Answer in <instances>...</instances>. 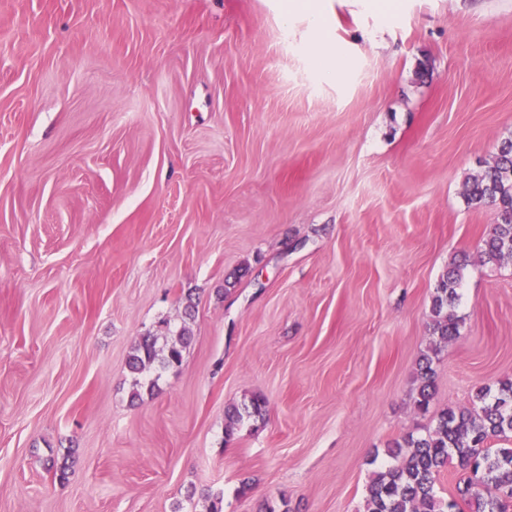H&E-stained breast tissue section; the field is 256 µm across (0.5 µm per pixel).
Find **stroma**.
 I'll return each mask as SVG.
<instances>
[{
  "mask_svg": "<svg viewBox=\"0 0 512 512\" xmlns=\"http://www.w3.org/2000/svg\"><path fill=\"white\" fill-rule=\"evenodd\" d=\"M282 3L0 0V512H359L374 453L512 379V262L463 197L512 139V0ZM166 321L183 362L131 401ZM310 59L313 68L325 77L341 75L348 66L347 59L335 56L323 42L314 46ZM467 257L454 260L439 276L431 305L430 335L436 339L429 353H424L418 363L415 405L418 410L427 412L435 394L433 359L438 355V344H448L460 335L459 325L449 309L458 300V286L461 270L466 265ZM167 326V325H166ZM159 338L163 339L162 346H157ZM192 336L189 327L183 322L179 327L171 329L163 336L147 335L133 347L129 355L127 366L132 375L131 401L142 398L141 390L147 386L152 392L157 385L159 376L154 379L143 378V375L157 365L160 369L179 366L183 360V353L189 346ZM266 402L264 399L255 398L249 405L231 406L226 411L227 428L225 434L227 439H231L234 430L245 422L256 420L264 415Z\"/></svg>",
  "mask_w": 512,
  "mask_h": 512,
  "instance_id": "stroma-1",
  "label": "stroma"
}]
</instances>
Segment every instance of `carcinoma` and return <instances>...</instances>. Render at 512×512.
<instances>
[{
    "label": "carcinoma",
    "mask_w": 512,
    "mask_h": 512,
    "mask_svg": "<svg viewBox=\"0 0 512 512\" xmlns=\"http://www.w3.org/2000/svg\"><path fill=\"white\" fill-rule=\"evenodd\" d=\"M464 196L474 205L492 204L500 220L491 225L477 248L478 260L487 265L512 261V139L504 140L491 164L465 182ZM463 257L448 264L439 276L431 305L430 335L436 339L418 363L415 405L429 410L435 394L433 359L439 345L460 336L459 325L449 309L458 300ZM192 336L182 324L167 329L162 337L147 335L132 348L127 366L132 375L131 400L142 398L141 390L153 391L157 379L144 374L157 366H179ZM266 402L255 398L250 404L231 406L226 411V437L244 423L261 418ZM512 437V380L497 386H480L472 407L436 414L418 435L392 442L386 455L393 460L381 467L366 486L363 512H454L457 503L436 490L437 476L455 461L472 474L460 490L468 512H507L512 500V448H494L490 441Z\"/></svg>",
    "instance_id": "cac0c4a2"
}]
</instances>
